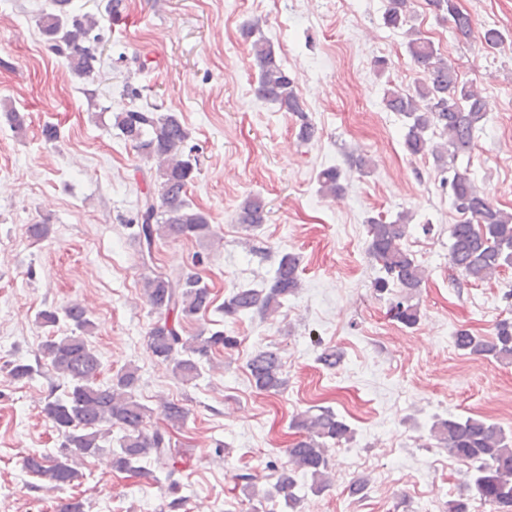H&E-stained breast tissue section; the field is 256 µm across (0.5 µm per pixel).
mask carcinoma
Here are the masks:
<instances>
[{
    "mask_svg": "<svg viewBox=\"0 0 512 512\" xmlns=\"http://www.w3.org/2000/svg\"><path fill=\"white\" fill-rule=\"evenodd\" d=\"M71 3L72 0H53L54 11L42 14L38 24L52 49L65 57L72 74L88 80L96 75L99 61L96 48L91 45V34L98 21L89 14H74ZM411 4L412 0H389L385 24L394 29L404 27ZM431 4L450 16L455 38L470 37L471 18L458 10L454 0H431ZM407 34L408 53L422 70L423 78L411 91H387L384 104L387 110L407 119L406 150L414 156L432 155L442 174L441 183L449 187L452 207L462 216L449 228L452 266L469 282H488L503 269L512 267V214L494 207L468 174L456 171L453 176H446L448 160L470 151L475 133L486 119L483 101L479 92L461 82L455 69L438 56L432 42L413 36L410 30ZM243 37L250 41L258 69L255 94L279 110L298 116L299 138L311 140L315 126L309 122L295 78L282 63L274 44L256 24L244 28ZM114 127L125 141L156 164L158 190L140 199L134 237L140 264L151 271L142 286L146 302L156 313L147 333V345L176 378L193 381L200 376L202 360L210 359L217 349L234 347L237 338L222 330L182 335L183 324L209 308L211 293L199 277L164 271L154 264L157 243L163 239L204 241L212 237L208 215L186 199V188L196 169L195 159L184 150L189 131L175 112L139 109L116 113ZM436 134L444 139L439 147L432 144ZM339 179L340 172L333 167L321 171V191L330 195L340 193ZM266 216L263 199L249 195L239 205L236 222L247 229L255 228L265 223ZM409 229L404 214L392 222L380 217L366 221L368 250L383 273L375 288L398 289L389 312L406 327L416 325L420 319L412 298L426 274L425 267L403 247ZM301 287L299 257L285 253L269 287L239 288L224 299V318L235 320L250 313L271 317ZM37 323L47 332L39 353L49 359L56 374L67 380L63 392L50 393L42 408L63 438L65 452L31 455L24 461L25 468L48 482L52 489L70 485L79 477L75 459L101 454L105 450L102 441L117 426L123 435L119 447L112 450L115 470L140 474L146 460L165 480L177 484L179 469L168 431L155 428L145 432L153 409L137 398L138 370L124 367L109 379L100 380L101 360L87 339L94 328L87 308L75 302L61 309H45L38 313ZM62 323L66 332L59 336L57 331ZM455 344L469 355L511 364L512 321H500L490 340L461 330L456 334ZM247 367L257 390L276 394L286 388L288 380L277 351L255 352ZM161 414L174 427L185 422L187 409L178 401L165 400ZM294 427L300 430V438L286 449V464L271 466L266 475L271 489L264 493L270 500L282 498L284 506L291 510L301 501L295 474L310 477L308 491L312 494L323 493L331 486L329 445L353 440L349 425L325 408L298 415ZM429 438L467 464L465 496L448 501V512H469L472 500L494 507L495 512H512V436L501 426L484 418L450 415L433 421Z\"/></svg>",
    "mask_w": 512,
    "mask_h": 512,
    "instance_id": "obj_1",
    "label": "carcinoma"
}]
</instances>
